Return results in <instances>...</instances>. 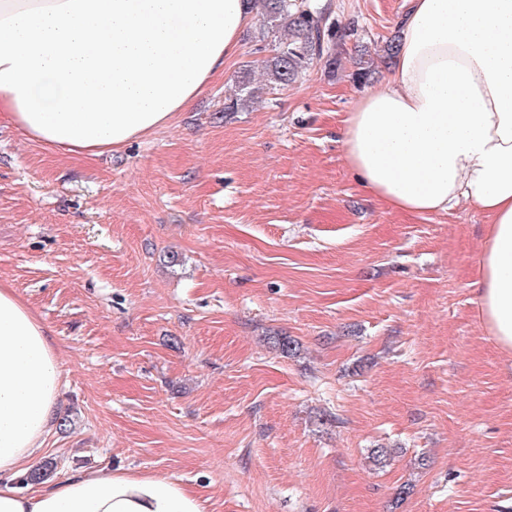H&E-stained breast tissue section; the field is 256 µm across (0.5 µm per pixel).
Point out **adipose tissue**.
<instances>
[{"mask_svg": "<svg viewBox=\"0 0 512 512\" xmlns=\"http://www.w3.org/2000/svg\"><path fill=\"white\" fill-rule=\"evenodd\" d=\"M251 0H0V112L31 141L99 155L169 124L239 51ZM395 64L343 121L347 167L411 214L485 212L481 320L512 351V0H408ZM61 371L0 284V512H203L177 479L89 472L32 494Z\"/></svg>", "mask_w": 512, "mask_h": 512, "instance_id": "ef3b65f1", "label": "adipose tissue"}]
</instances>
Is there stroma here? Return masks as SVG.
Here are the masks:
<instances>
[{
	"label": "stroma",
	"mask_w": 512,
	"mask_h": 512,
	"mask_svg": "<svg viewBox=\"0 0 512 512\" xmlns=\"http://www.w3.org/2000/svg\"><path fill=\"white\" fill-rule=\"evenodd\" d=\"M310 2L335 64L244 110L231 80L276 41L256 16L185 111L110 152L0 119V283L61 368L42 458L56 480L170 475L204 512H512V353L473 287L489 218L392 209L343 160V118L389 73L356 81L357 52L406 2Z\"/></svg>",
	"instance_id": "obj_1"
}]
</instances>
